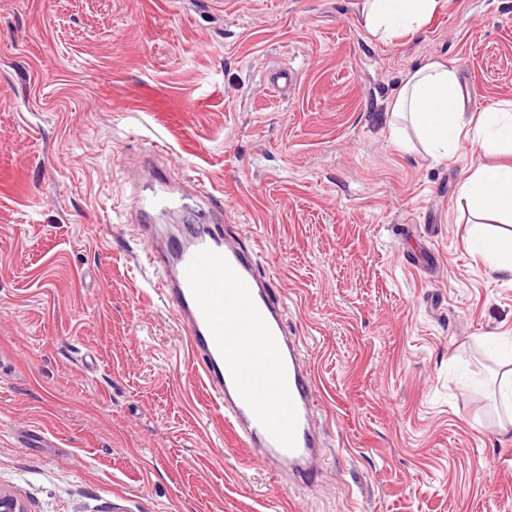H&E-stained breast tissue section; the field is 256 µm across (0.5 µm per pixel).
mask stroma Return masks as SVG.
Returning <instances> with one entry per match:
<instances>
[{
    "label": "stroma",
    "instance_id": "35a3bbf8",
    "mask_svg": "<svg viewBox=\"0 0 512 512\" xmlns=\"http://www.w3.org/2000/svg\"><path fill=\"white\" fill-rule=\"evenodd\" d=\"M360 3L0 0V486L27 512H512V278L460 197L489 158L389 115L431 59L468 111L512 100V0H440L391 44ZM152 153L273 278L329 429L314 489L225 428L146 284Z\"/></svg>",
    "mask_w": 512,
    "mask_h": 512
}]
</instances>
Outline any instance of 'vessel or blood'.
Wrapping results in <instances>:
<instances>
[{
    "mask_svg": "<svg viewBox=\"0 0 512 512\" xmlns=\"http://www.w3.org/2000/svg\"><path fill=\"white\" fill-rule=\"evenodd\" d=\"M132 199L144 261L154 272L150 285L185 325L226 425L288 484L317 487L330 450L316 421V378L272 280L257 274L251 251L225 235L224 210L212 193L170 183L146 163ZM189 208L198 223L183 225L176 236L160 235L158 215Z\"/></svg>",
    "mask_w": 512,
    "mask_h": 512,
    "instance_id": "b4317fda",
    "label": "vessel or blood"
}]
</instances>
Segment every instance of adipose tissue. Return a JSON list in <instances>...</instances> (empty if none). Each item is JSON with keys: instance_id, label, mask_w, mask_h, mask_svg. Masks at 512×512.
I'll list each match as a JSON object with an SVG mask.
<instances>
[{"instance_id": "1", "label": "adipose tissue", "mask_w": 512, "mask_h": 512, "mask_svg": "<svg viewBox=\"0 0 512 512\" xmlns=\"http://www.w3.org/2000/svg\"><path fill=\"white\" fill-rule=\"evenodd\" d=\"M438 7L439 0H363L359 22L376 40L394 41L420 32ZM390 111L394 120L409 121L431 155H447L465 142L505 155V163L469 169L461 194L479 219L499 224L485 236L481 255L493 271L512 275V101L464 112L454 70L431 60L407 75Z\"/></svg>"}]
</instances>
